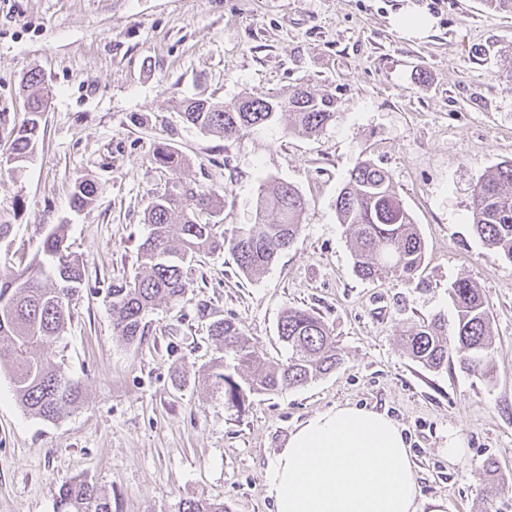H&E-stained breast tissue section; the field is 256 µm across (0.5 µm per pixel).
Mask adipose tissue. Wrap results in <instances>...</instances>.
Listing matches in <instances>:
<instances>
[{"label":"adipose tissue","instance_id":"1","mask_svg":"<svg viewBox=\"0 0 512 512\" xmlns=\"http://www.w3.org/2000/svg\"><path fill=\"white\" fill-rule=\"evenodd\" d=\"M275 512H418L419 487L400 425L343 406L290 432L271 460Z\"/></svg>","mask_w":512,"mask_h":512}]
</instances>
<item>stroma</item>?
<instances>
[{"label":"stroma","instance_id":"obj_1","mask_svg":"<svg viewBox=\"0 0 512 512\" xmlns=\"http://www.w3.org/2000/svg\"><path fill=\"white\" fill-rule=\"evenodd\" d=\"M415 10L434 24L413 36L396 22ZM44 77L49 105L38 145L18 173L0 176V264L30 262L52 225L84 281L51 359L83 397L59 421L23 413L0 373V512H55L61 482L81 477L112 512H174L189 499L229 512H274L267 470L295 426L339 406L384 412L404 431L421 512H512V266L471 226L473 189L512 161V13L483 0H0V151L27 118L22 78ZM333 95L336 118L318 135L288 115L228 138L185 123L184 98L227 103ZM165 141L190 164L183 181L221 188L224 224L254 221L263 185L285 181L307 201L302 231L265 274L243 276L229 254L194 266L184 300L146 313L145 334L113 333L106 294L138 270L144 212L170 178L152 159ZM387 171L424 240L413 281L359 279L336 198L351 170ZM102 192L70 203L76 182ZM487 299L495 372L459 359L434 370L412 360L399 334L441 317L453 327L457 279ZM316 311L343 360L304 387L228 407L201 377L216 357L208 329L236 322L268 362L288 347L279 321ZM465 453L448 459V440ZM498 481L499 494L487 493Z\"/></svg>","mask_w":512,"mask_h":512}]
</instances>
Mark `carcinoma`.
<instances>
[{"label": "carcinoma", "mask_w": 512, "mask_h": 512, "mask_svg": "<svg viewBox=\"0 0 512 512\" xmlns=\"http://www.w3.org/2000/svg\"><path fill=\"white\" fill-rule=\"evenodd\" d=\"M26 88L32 112L23 126L10 131L6 160L13 165L0 166V176L20 170L37 144L44 100L38 72L27 76ZM179 109L188 124L224 138L269 122L280 112L292 115L294 129L305 135L321 132L336 119L332 97L301 87L286 98L242 97L230 104L188 99ZM153 159L172 173V189L154 196L148 205L145 223L151 230L138 249L141 271L131 280L112 284L108 291L113 332L127 344L144 336L142 321L147 311L184 298L194 258L227 251L239 272L257 278L297 238L306 208L305 198L293 185L277 182L261 193L255 223L229 228L218 220L223 208L220 190L201 191L179 177L188 164L183 155L158 142ZM101 192V186L83 180L75 185L71 204L77 209L87 207ZM336 212L350 232L353 272L358 278H415L424 263L425 245L386 171L368 162L356 165L336 199ZM176 217L180 224L175 240L171 226ZM471 219L483 244L512 265V161L500 163L477 182ZM68 249L65 225L57 224L31 263L20 270L0 267V370H7L23 410L46 421L60 420L82 398L79 384L49 356L70 320L69 302L84 281L83 267ZM451 297L457 312L454 346L448 345L443 325L434 319L405 331L406 350L430 369L448 365L454 353L468 371L493 378L494 347L485 296L468 280L459 279L451 287ZM279 335L291 354L287 364L270 367L233 321H213L210 336L224 359H215L203 378L224 394L225 403L239 409L251 394L307 385L341 363L335 338L312 310L289 309L279 323ZM55 512H112V502L97 485L75 477L60 484ZM175 512L229 510L222 501L200 499L179 502Z\"/></svg>", "instance_id": "obj_1"}]
</instances>
